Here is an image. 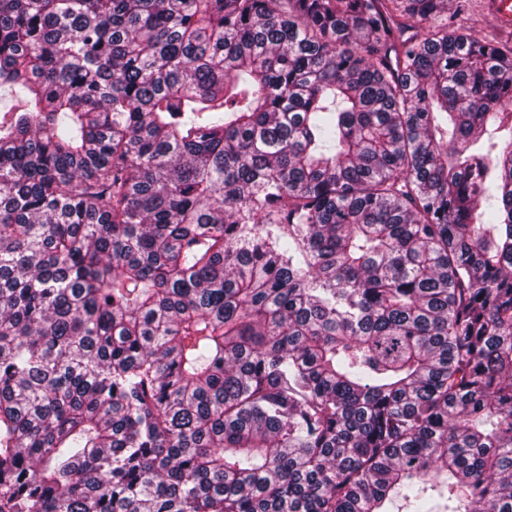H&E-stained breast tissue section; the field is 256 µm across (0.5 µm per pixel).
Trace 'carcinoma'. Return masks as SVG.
Here are the masks:
<instances>
[{"instance_id": "cac0c4a2", "label": "carcinoma", "mask_w": 512, "mask_h": 512, "mask_svg": "<svg viewBox=\"0 0 512 512\" xmlns=\"http://www.w3.org/2000/svg\"><path fill=\"white\" fill-rule=\"evenodd\" d=\"M451 0H0V512H512V44Z\"/></svg>"}]
</instances>
